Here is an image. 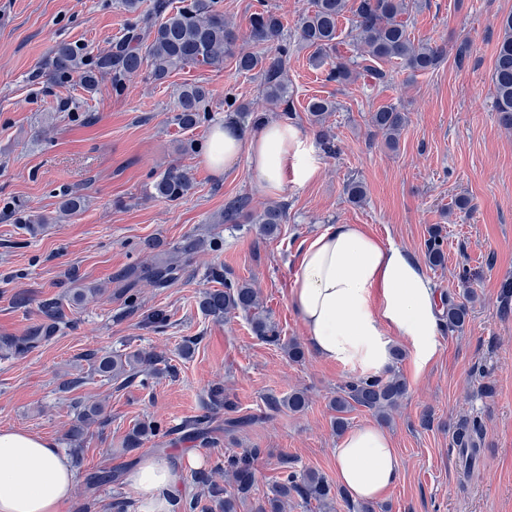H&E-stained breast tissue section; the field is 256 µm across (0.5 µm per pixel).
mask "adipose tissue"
<instances>
[{
    "label": "adipose tissue",
    "instance_id": "adipose-tissue-1",
    "mask_svg": "<svg viewBox=\"0 0 512 512\" xmlns=\"http://www.w3.org/2000/svg\"><path fill=\"white\" fill-rule=\"evenodd\" d=\"M242 157L256 187L269 195L307 183L319 169L309 138L294 124L272 120L249 132L229 120L216 124L205 165L225 174ZM292 302L312 350L359 373L382 374L397 341L420 364L436 354L438 302L420 263L356 225H330L300 251ZM334 459L339 484L356 500L380 499L400 477L390 436L373 424L344 434ZM125 480L138 512H169L180 475L146 453ZM74 482L69 459L52 442L0 431V512H61Z\"/></svg>",
    "mask_w": 512,
    "mask_h": 512
}]
</instances>
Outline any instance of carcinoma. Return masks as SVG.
<instances>
[{"instance_id": "cac0c4a2", "label": "carcinoma", "mask_w": 512, "mask_h": 512, "mask_svg": "<svg viewBox=\"0 0 512 512\" xmlns=\"http://www.w3.org/2000/svg\"><path fill=\"white\" fill-rule=\"evenodd\" d=\"M221 0H152L150 7L140 10V0H120L125 11L135 15L124 35L103 52L89 61L84 48L69 42L58 43L48 62L51 79L64 81L73 75L80 77L88 93L98 89L99 78L109 76L112 88H124L127 77L139 71L144 64L150 65V78L163 83L170 75L186 67L218 68L224 59L235 61L240 73L258 71L262 78V93L267 102L280 109V117L289 119L295 112L294 93L288 83L287 67L290 47L283 32L281 17L271 9H263L250 16V39L257 45L265 46L262 53L245 51L238 45V35L233 26L224 18ZM409 0H311V7L301 13L297 21L298 42L314 49L311 56L315 65L325 68L326 78L338 84L348 82L356 69L369 73L378 83L388 81L385 65L398 62L413 74L433 72L447 57L444 47L430 42H415L409 33ZM356 16V55L345 56L340 46L338 23L346 11ZM502 38L497 46L492 71L494 109L504 129H512V14L499 22ZM209 92L201 85H183L177 96L175 112L171 122L183 129L197 126L206 119V101ZM227 111L243 119H250L251 126H259L266 114L254 111L249 104L224 99ZM336 111V102L327 98L309 101L307 112L317 124L322 123ZM408 122L406 113L397 107L383 106L370 115V126L375 134L382 136L386 143H398L401 130ZM192 188L187 173L176 165L168 166L153 180V197L168 203L182 199ZM248 222L259 225V233L267 239L276 238L281 224L286 222L285 207L270 205L262 212L252 211L251 199L238 196L224 204L219 223L238 225ZM222 243L212 237L205 241L197 236L184 237L167 256L151 263L131 266L116 275L121 287L131 291L141 282L156 289H164L177 282L194 257L207 247L220 250ZM443 240L434 232L426 243V260L432 267L444 263ZM207 277L222 284L218 289L203 293L201 311L215 319L242 312L251 322L254 333L264 341L281 344L279 331L264 310L260 295L254 284L234 279L224 273V268L213 265ZM459 280L466 285L465 301L453 297L443 304V320L451 332L463 330L469 319V303L476 298V291L470 286L467 270L459 273ZM43 321L33 326L27 335L4 341L8 352L23 355L48 340L63 320L59 303L48 301L41 304ZM96 371L111 378H130L140 372L158 373L157 356L150 352L136 351L131 354L98 357L91 354ZM407 393L406 381L389 369L384 374L359 375L348 381L330 400L331 409L336 412L334 428L342 433L348 427L345 414L360 406L371 411L379 420L388 421L390 413L398 408ZM308 404L305 392L297 390L283 400L270 398L268 408L277 411L283 405L299 412ZM224 409V431L235 432L251 423L248 417L233 418L236 412L234 401L221 389L213 393L211 411L183 424L188 435L201 440L209 438L219 409ZM100 409L94 407L77 415L76 423L69 430V443L77 445L83 439L88 425L100 419ZM157 426L145 423L132 431L126 440V448L134 450L143 443V438L154 436ZM453 444L458 448V458L464 473H469L481 445V427L477 419H461L453 433ZM258 454L255 449L245 450L224 460V472L231 477L234 494L224 497V512H237L240 503L249 498L253 487V461ZM284 478L272 491L265 502L256 506V512H284L285 504L291 498L303 503L316 502L322 512H330L332 503L341 491L321 474L308 470L298 472L293 460L283 456L279 460Z\"/></svg>"}]
</instances>
